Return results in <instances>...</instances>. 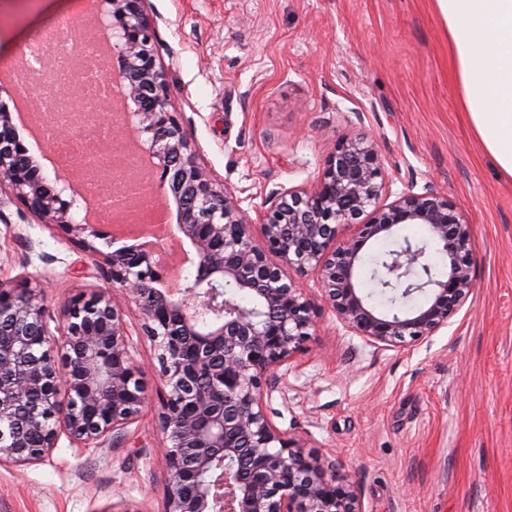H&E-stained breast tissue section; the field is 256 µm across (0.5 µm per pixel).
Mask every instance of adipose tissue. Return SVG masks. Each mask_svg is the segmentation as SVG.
Masks as SVG:
<instances>
[{
	"label": "adipose tissue",
	"instance_id": "1",
	"mask_svg": "<svg viewBox=\"0 0 512 512\" xmlns=\"http://www.w3.org/2000/svg\"><path fill=\"white\" fill-rule=\"evenodd\" d=\"M469 122L512 178V0H436Z\"/></svg>",
	"mask_w": 512,
	"mask_h": 512
}]
</instances>
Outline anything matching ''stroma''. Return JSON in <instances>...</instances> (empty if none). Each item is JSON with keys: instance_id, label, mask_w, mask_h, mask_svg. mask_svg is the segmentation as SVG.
Returning a JSON list of instances; mask_svg holds the SVG:
<instances>
[{"instance_id": "stroma-1", "label": "stroma", "mask_w": 512, "mask_h": 512, "mask_svg": "<svg viewBox=\"0 0 512 512\" xmlns=\"http://www.w3.org/2000/svg\"><path fill=\"white\" fill-rule=\"evenodd\" d=\"M170 104L201 163L249 217L307 188L338 141L374 139L390 197L433 186L474 236L477 286L428 341L376 347L321 307L279 370L277 427L337 454L362 512H512V179L460 105L435 0H147ZM91 258L0 195V280L37 278L45 304L99 285ZM129 349L150 393L159 364L138 315ZM160 404L126 447L60 437L44 461L0 465V512H164Z\"/></svg>"}]
</instances>
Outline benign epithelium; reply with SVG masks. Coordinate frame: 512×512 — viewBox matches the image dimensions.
<instances>
[{
	"label": "benign epithelium",
	"instance_id": "obj_1",
	"mask_svg": "<svg viewBox=\"0 0 512 512\" xmlns=\"http://www.w3.org/2000/svg\"><path fill=\"white\" fill-rule=\"evenodd\" d=\"M110 2L106 25L121 62L118 78L136 105L129 130L151 134L149 152L176 201L182 238L195 251V274L169 288L152 254L97 248L94 240L110 232L74 218L73 205L88 213L89 202L58 175L49 185L0 109V191L93 256L108 284L69 300L57 338L39 281H0V464H34L64 432L86 448L124 447L126 428L148 399L126 339L125 311L133 306L165 387L164 512H361L359 488L339 457L278 428L267 404L280 367L315 334L318 307L302 279L317 274L321 300L366 342L419 343L447 327L476 288L472 227L429 185L386 202L376 144L363 136L337 142L310 188L279 192L250 221L235 191L201 165L170 109L146 0ZM400 224L424 225L428 239L403 240L376 279L397 302L416 293L425 300L379 311L357 272L367 243ZM431 243L448 258L444 279L426 262ZM237 294L254 304L239 306Z\"/></svg>",
	"mask_w": 512,
	"mask_h": 512
}]
</instances>
